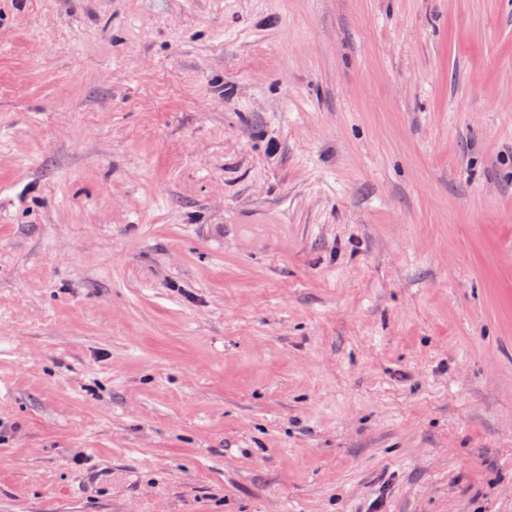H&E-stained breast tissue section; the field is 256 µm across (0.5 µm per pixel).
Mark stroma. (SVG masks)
I'll list each match as a JSON object with an SVG mask.
<instances>
[{"label":"stroma","instance_id":"stroma-1","mask_svg":"<svg viewBox=\"0 0 512 512\" xmlns=\"http://www.w3.org/2000/svg\"><path fill=\"white\" fill-rule=\"evenodd\" d=\"M0 512H512V0H0Z\"/></svg>","mask_w":512,"mask_h":512}]
</instances>
